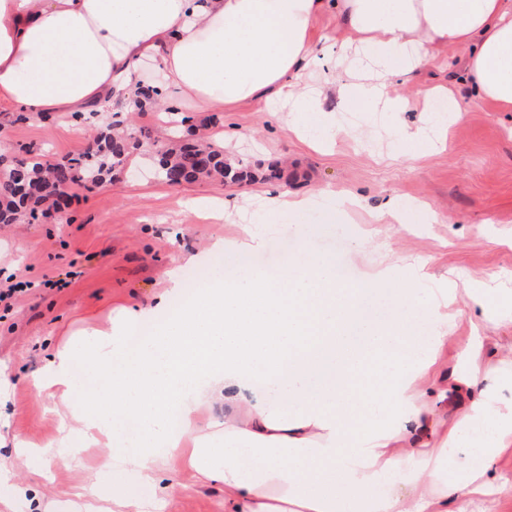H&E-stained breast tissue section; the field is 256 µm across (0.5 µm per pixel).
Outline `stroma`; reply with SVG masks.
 <instances>
[{
    "mask_svg": "<svg viewBox=\"0 0 512 512\" xmlns=\"http://www.w3.org/2000/svg\"><path fill=\"white\" fill-rule=\"evenodd\" d=\"M469 49L441 48L421 71L392 79L393 95H412L447 86L456 98L469 97L459 74ZM289 112H264L244 102L224 112H199L183 104L176 114L154 111L111 115L127 132L150 127L160 138L208 143L230 138L243 163H279L282 179L241 184L205 182L172 185L156 176L155 154L134 151L113 183L88 189L73 186L72 203L63 215L37 223L0 225V281L26 277L33 289L12 307L0 303V512H112V443H85L78 454L58 441L62 425L80 437L82 423L32 386L33 372L63 345L74 353L73 393L90 390L87 364L112 331L118 313L141 311L164 303L173 310L188 288L224 272L213 253L215 242L236 238L243 211L255 208L258 195L271 190L311 197L303 218L304 240L291 221L271 224L263 245L237 255L254 270L274 267L300 248L325 255L336 266L365 279L386 266L393 249L408 260L426 262L436 287L465 301L462 284L448 273L462 271L478 284L512 289V112L488 103L471 106L452 124L443 143L410 158L395 157L397 125L432 132L429 113L340 111L332 113L336 141L314 147L289 128ZM12 154L33 150L53 157L85 151L89 137L65 115L51 120L0 117V140ZM220 193L236 205L214 218L198 200ZM351 192L366 202L344 218L336 216V196ZM427 204L431 223L379 224L371 242L349 245L367 226L369 209L395 196ZM72 267L64 287L44 284V276ZM178 268L181 288L168 291L166 273ZM173 481L185 490L165 512H224V486L202 482L186 466Z\"/></svg>",
    "mask_w": 512,
    "mask_h": 512,
    "instance_id": "1",
    "label": "stroma"
}]
</instances>
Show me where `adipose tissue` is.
<instances>
[{
  "label": "adipose tissue",
  "instance_id": "1",
  "mask_svg": "<svg viewBox=\"0 0 512 512\" xmlns=\"http://www.w3.org/2000/svg\"><path fill=\"white\" fill-rule=\"evenodd\" d=\"M331 11L344 37L318 43L314 24ZM451 44L470 48V97L453 120L471 102L512 112V0H0V106L36 118L130 112L150 63L165 112L188 100L300 114L330 96L362 112H425L426 94L389 96L387 80ZM323 65L322 84L302 86ZM423 276L350 286L330 258L301 251L273 273L203 283L136 349L127 338L142 316L129 314L92 362L104 383L94 406L72 394L68 351L32 384L88 435L111 437L115 512H143L132 476L174 498L179 484L160 476L185 460L223 482L224 512H449L476 497L498 512L512 501L496 475L512 449V295L472 289L479 315L448 359L456 300H425ZM376 287L392 305L381 324L359 314ZM493 308L499 336L481 320ZM204 390L220 413L203 427Z\"/></svg>",
  "mask_w": 512,
  "mask_h": 512
}]
</instances>
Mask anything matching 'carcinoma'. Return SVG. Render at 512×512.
Returning <instances> with one entry per match:
<instances>
[{
	"label": "carcinoma",
	"instance_id": "cac0c4a2",
	"mask_svg": "<svg viewBox=\"0 0 512 512\" xmlns=\"http://www.w3.org/2000/svg\"><path fill=\"white\" fill-rule=\"evenodd\" d=\"M143 143L153 147L158 172L165 181L182 184L219 179L237 183L255 178L251 168L228 163L223 152L209 145L199 147L184 140L163 142L148 128L128 137L115 136L106 129L75 157L56 159L32 152L22 158L0 155V224L36 217L38 209L52 201V188L60 183H104L108 176L124 169L130 150Z\"/></svg>",
	"mask_w": 512,
	"mask_h": 512
}]
</instances>
